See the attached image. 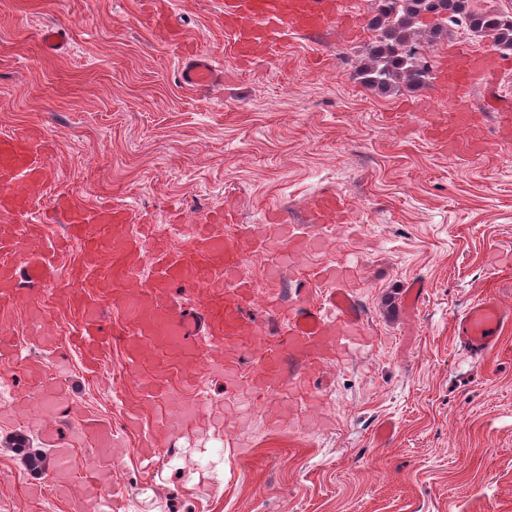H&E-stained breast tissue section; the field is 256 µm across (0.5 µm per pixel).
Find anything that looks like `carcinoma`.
<instances>
[{
    "label": "carcinoma",
    "instance_id": "obj_1",
    "mask_svg": "<svg viewBox=\"0 0 512 512\" xmlns=\"http://www.w3.org/2000/svg\"><path fill=\"white\" fill-rule=\"evenodd\" d=\"M368 21L374 38L357 61L355 75L361 83L381 93L404 88H424L432 70L421 67L411 47L431 48L462 28L491 38L502 55L512 54V13L477 9L472 0H374Z\"/></svg>",
    "mask_w": 512,
    "mask_h": 512
}]
</instances>
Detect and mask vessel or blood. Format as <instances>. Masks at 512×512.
I'll return each instance as SVG.
<instances>
[{
    "label": "vessel or blood",
    "instance_id": "obj_1",
    "mask_svg": "<svg viewBox=\"0 0 512 512\" xmlns=\"http://www.w3.org/2000/svg\"><path fill=\"white\" fill-rule=\"evenodd\" d=\"M224 24L233 35L235 53L240 61H249L256 51L270 41L273 27L286 28L315 39L332 26L351 28L352 15L346 0H224ZM504 67L503 61L491 53L466 55L463 48L450 47L442 61L438 78L455 94L453 108L435 114L426 122V135L443 141L454 138L463 122L469 121L467 100L474 84L490 79ZM181 83L192 89L209 90L219 85L221 77L212 59L206 55L190 57L179 74ZM42 140L30 130H18L0 137V305L9 303L16 291L19 275L34 281L46 280L49 269L34 263L19 270L11 255L25 249L31 236L30 225L23 216L38 208L41 189L55 179L47 165ZM310 211L313 222L339 223L345 212L344 203L336 193L326 192L313 200ZM233 211L212 216L213 227L189 225L191 245L181 252L164 251L155 257L150 279L141 284L139 294L125 302L123 312L134 334L146 336L166 350L177 352L195 347L211 336L232 343L245 331L266 337L265 328L251 313L250 287L233 290L223 287L220 269H233L240 260L241 244L237 236L220 231V224L233 222ZM138 215L126 207H102L92 211L71 205L65 221L74 238L84 240L85 254L97 261L101 253L110 256L109 275L113 287H127L138 267L142 240L127 234L113 235L108 247L89 239L92 224H134ZM205 273L203 283L207 302L203 311L177 304L159 306L156 291L184 280L189 272ZM361 322V310L354 294L344 288L330 289L325 308L304 306L291 316L284 330L277 334V346L264 359V368L255 381L257 390L284 387L277 364L281 352L314 363L327 352L342 348L338 328L354 327ZM512 324V310L494 297L472 304L455 321V329L468 345L471 355L480 356L492 350L502 329Z\"/></svg>",
    "mask_w": 512,
    "mask_h": 512
}]
</instances>
